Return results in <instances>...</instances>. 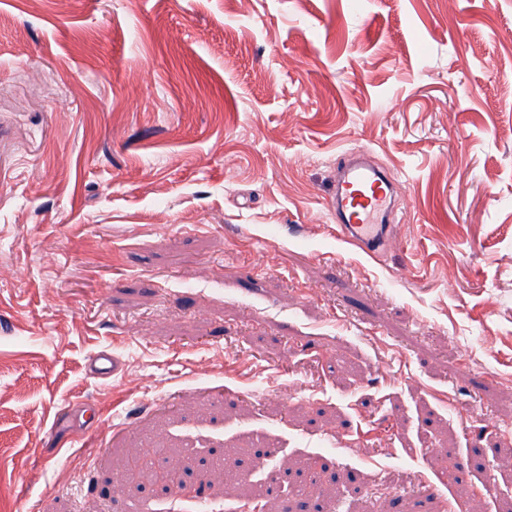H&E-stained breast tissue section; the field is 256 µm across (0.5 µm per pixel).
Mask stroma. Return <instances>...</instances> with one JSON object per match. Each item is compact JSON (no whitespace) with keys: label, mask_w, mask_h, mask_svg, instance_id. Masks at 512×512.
Masks as SVG:
<instances>
[{"label":"stroma","mask_w":512,"mask_h":512,"mask_svg":"<svg viewBox=\"0 0 512 512\" xmlns=\"http://www.w3.org/2000/svg\"><path fill=\"white\" fill-rule=\"evenodd\" d=\"M510 80L512 0H0V512H512ZM349 157L341 164L334 188L338 235L367 254L377 255L397 241V227L390 220L393 209H388L397 183L390 172L372 163L368 151Z\"/></svg>","instance_id":"obj_1"}]
</instances>
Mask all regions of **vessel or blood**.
I'll list each match as a JSON object with an SVG mask.
<instances>
[{"label": "vessel or blood", "mask_w": 512, "mask_h": 512, "mask_svg": "<svg viewBox=\"0 0 512 512\" xmlns=\"http://www.w3.org/2000/svg\"><path fill=\"white\" fill-rule=\"evenodd\" d=\"M397 188L390 172L375 166L368 151L352 153L342 163L334 188L333 208L338 234L375 255L397 241L388 207Z\"/></svg>", "instance_id": "1"}]
</instances>
